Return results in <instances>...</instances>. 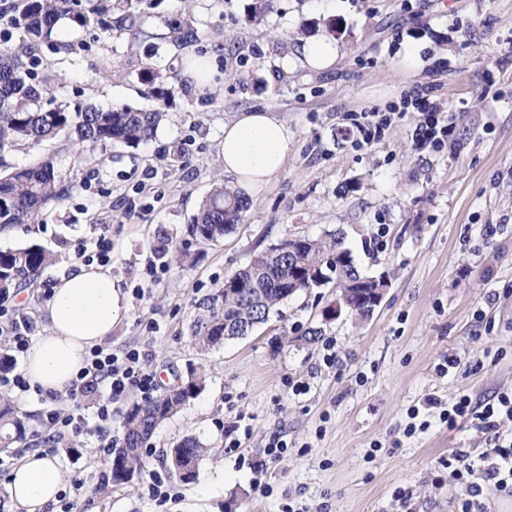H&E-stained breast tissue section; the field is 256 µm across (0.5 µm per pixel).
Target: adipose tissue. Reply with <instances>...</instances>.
I'll return each mask as SVG.
<instances>
[{"label": "adipose tissue", "instance_id": "1", "mask_svg": "<svg viewBox=\"0 0 512 512\" xmlns=\"http://www.w3.org/2000/svg\"><path fill=\"white\" fill-rule=\"evenodd\" d=\"M295 134L271 112H239L224 124V173L245 192L267 185L288 160ZM127 310L110 268L77 265L59 276L46 304L45 323L21 370L29 385L66 395L90 351L112 334ZM68 481L48 454L34 451L13 467L5 494L13 512H42L56 503Z\"/></svg>", "mask_w": 512, "mask_h": 512}]
</instances>
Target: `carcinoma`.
Here are the masks:
<instances>
[{"instance_id":"1","label":"carcinoma","mask_w":512,"mask_h":512,"mask_svg":"<svg viewBox=\"0 0 512 512\" xmlns=\"http://www.w3.org/2000/svg\"><path fill=\"white\" fill-rule=\"evenodd\" d=\"M79 0H18L13 18L25 41L18 46L0 45V154L19 145L36 147L60 137L79 146H101L114 141L130 147L152 138L166 113L162 109L139 110L128 106L103 108L87 103L73 110L66 105L44 110L40 106L46 87L34 82L29 64L34 52L51 41L57 25L68 20L81 28L110 27V18L120 16L118 27L136 25L126 13L130 0H96L88 10L78 8ZM172 42L188 46L198 39V29L188 22L163 21ZM76 186L75 180L60 172L49 158L31 166L0 174V231L25 224L40 223L44 211L60 201ZM249 201L216 179L189 224L190 235L213 242L231 232L248 209ZM302 263L300 289L321 288L328 280L344 283L363 273L354 264L345 247L343 234L331 232L318 240L298 241L285 237L255 255L250 264L233 275L228 292L219 290L199 300L189 326L192 343L200 350L224 344V341L249 335L255 327L279 313V307L294 295L292 280L296 263ZM53 263V256L31 244L0 250V303L13 299L23 288L33 286L42 271ZM203 386L202 374L190 370L187 380L164 390L155 398L136 402L122 413V439L107 459L112 481L127 483L144 468L142 448L164 420L174 416ZM26 422L0 395V445L8 448L25 439ZM207 452L194 437H186L166 453L169 467L176 475L189 467L193 472L182 478L185 483L196 477Z\"/></svg>"}]
</instances>
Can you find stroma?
<instances>
[{
    "mask_svg": "<svg viewBox=\"0 0 512 512\" xmlns=\"http://www.w3.org/2000/svg\"><path fill=\"white\" fill-rule=\"evenodd\" d=\"M252 0H133L142 34L69 22L42 44L35 73L50 89L42 108L95 103L164 106L168 120L137 147L112 143L82 160L69 141L6 156L24 166L52 157L76 186L50 206L42 223L0 235V249L38 244L57 257L18 296L39 333L56 275L77 264L80 245L111 242L112 278L127 292L112 328V349L146 352L159 387L203 369V389L150 439L153 454L129 483H103L99 439L121 434L119 412L142 400L129 388L112 418L85 406L90 430L50 442L43 414L67 411L69 399L43 402L11 391L27 415L24 443L0 447V512L14 464L40 450L56 457L86 492L81 512H457L464 488L442 469L456 450L487 449L476 421L448 428L427 396L473 403L512 393V0H273L263 22L248 25ZM194 19L190 50L212 52L208 88L181 76L186 51L167 40V19ZM334 38L339 55L309 67L304 40ZM69 44L67 55L55 50ZM160 71L170 94L148 79ZM454 117V148L415 149L410 120L394 121L381 141L361 147L349 116L397 112L417 87ZM272 112L295 138L283 170L253 192L232 232L216 242L192 239L198 203L223 177L224 124L242 111ZM343 232L355 264L387 274L390 287L364 320L327 317L332 287L299 291L280 315L248 336L205 352L188 324L196 300L284 236L317 239ZM182 249L192 265L179 266ZM461 367L444 370L448 357ZM419 422L406 435L410 422ZM288 449L264 475L245 459L271 435ZM193 436L209 449L192 483L168 471L166 453ZM237 451L226 452L230 440ZM180 491L162 506L141 496L149 470ZM107 490L92 496L98 485ZM412 490L408 504L396 498Z\"/></svg>",
    "mask_w": 512,
    "mask_h": 512,
    "instance_id": "1",
    "label": "stroma"
}]
</instances>
